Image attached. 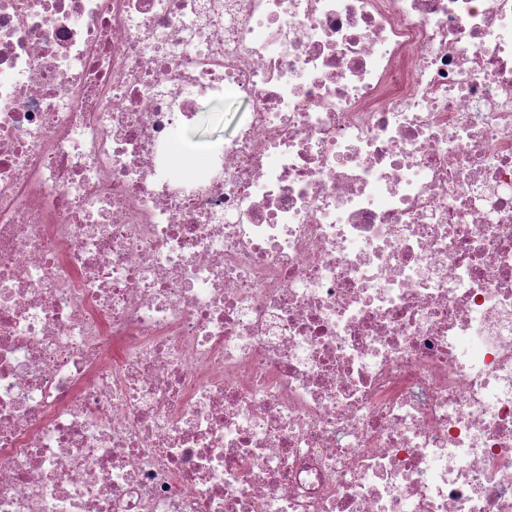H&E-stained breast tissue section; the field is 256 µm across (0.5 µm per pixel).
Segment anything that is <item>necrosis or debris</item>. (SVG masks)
I'll return each mask as SVG.
<instances>
[{
  "label": "necrosis or debris",
  "instance_id": "4bbe7bcc",
  "mask_svg": "<svg viewBox=\"0 0 512 512\" xmlns=\"http://www.w3.org/2000/svg\"><path fill=\"white\" fill-rule=\"evenodd\" d=\"M0 512H512V0H0ZM236 115H240L238 105L224 98L203 104L196 121L184 128L173 145L176 157L188 164V175L204 169L213 137L228 133Z\"/></svg>",
  "mask_w": 512,
  "mask_h": 512
}]
</instances>
